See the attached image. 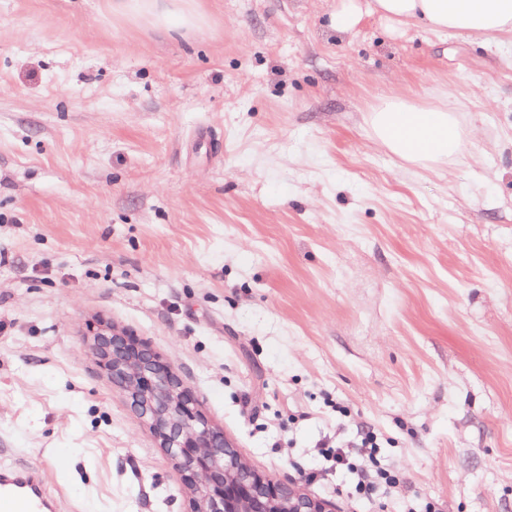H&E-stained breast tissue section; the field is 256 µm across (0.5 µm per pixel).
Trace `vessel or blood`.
I'll list each match as a JSON object with an SVG mask.
<instances>
[{
  "mask_svg": "<svg viewBox=\"0 0 512 512\" xmlns=\"http://www.w3.org/2000/svg\"><path fill=\"white\" fill-rule=\"evenodd\" d=\"M0 512H60L42 487L38 470L0 466Z\"/></svg>",
  "mask_w": 512,
  "mask_h": 512,
  "instance_id": "obj_1",
  "label": "vessel or blood"
}]
</instances>
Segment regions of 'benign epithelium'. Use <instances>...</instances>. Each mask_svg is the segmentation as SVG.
<instances>
[{
  "label": "benign epithelium",
  "mask_w": 512,
  "mask_h": 512,
  "mask_svg": "<svg viewBox=\"0 0 512 512\" xmlns=\"http://www.w3.org/2000/svg\"><path fill=\"white\" fill-rule=\"evenodd\" d=\"M86 345L184 474L190 512H336L335 503L247 466L197 408L190 389L146 345L103 321Z\"/></svg>",
  "instance_id": "1"
}]
</instances>
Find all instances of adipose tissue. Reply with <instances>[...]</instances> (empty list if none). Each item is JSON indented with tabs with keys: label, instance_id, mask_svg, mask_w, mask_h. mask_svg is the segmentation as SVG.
<instances>
[{
	"label": "adipose tissue",
	"instance_id": "ef3b65f1",
	"mask_svg": "<svg viewBox=\"0 0 512 512\" xmlns=\"http://www.w3.org/2000/svg\"><path fill=\"white\" fill-rule=\"evenodd\" d=\"M185 0H114L112 9L123 16H146L157 23L176 22L192 29L197 20ZM378 15L395 25H414L487 39L512 34V0H349L337 13L340 29L352 27L361 14ZM371 138L397 158L421 167L451 163L463 150L469 131L457 108L442 100L419 105L393 94L367 116Z\"/></svg>",
	"mask_w": 512,
	"mask_h": 512
}]
</instances>
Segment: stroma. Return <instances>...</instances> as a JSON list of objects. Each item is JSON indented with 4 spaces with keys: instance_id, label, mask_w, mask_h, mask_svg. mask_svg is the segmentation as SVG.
I'll return each instance as SVG.
<instances>
[{
    "instance_id": "35a3bbf8",
    "label": "stroma",
    "mask_w": 512,
    "mask_h": 512,
    "mask_svg": "<svg viewBox=\"0 0 512 512\" xmlns=\"http://www.w3.org/2000/svg\"><path fill=\"white\" fill-rule=\"evenodd\" d=\"M0 0V463L60 512H188L181 474L85 345L161 356L253 469L359 498L326 447L380 443L384 512H512V35L343 32L344 0ZM448 98L424 169L370 109ZM186 1L188 0H115L112 10L126 17L146 16L160 24L175 21L179 29L188 31L197 26V20L186 10ZM366 122L374 141L421 167L451 163L469 140L468 128L448 98L424 106L393 94L371 109Z\"/></svg>"
}]
</instances>
